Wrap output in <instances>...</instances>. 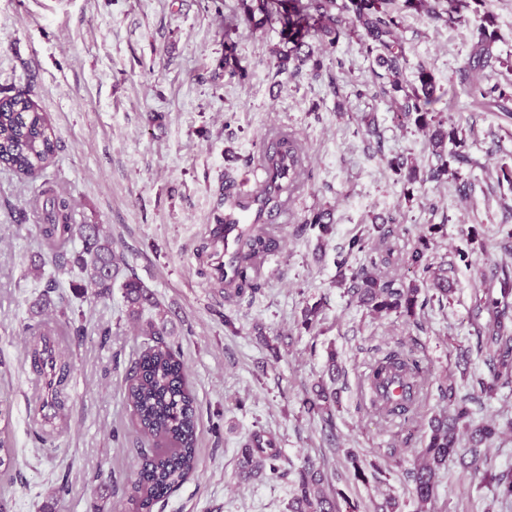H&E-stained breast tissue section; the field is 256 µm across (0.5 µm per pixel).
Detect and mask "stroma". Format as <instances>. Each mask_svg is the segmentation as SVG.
<instances>
[{
    "mask_svg": "<svg viewBox=\"0 0 512 512\" xmlns=\"http://www.w3.org/2000/svg\"><path fill=\"white\" fill-rule=\"evenodd\" d=\"M399 36L410 64H424L446 91L437 108L462 130L469 163H452L447 183L408 190L387 166L396 155L432 162L429 137L393 119L379 93L378 67L357 40L321 44L324 69L276 73L270 50L277 30L249 24L241 0H0V96L29 91L57 137L56 157L37 179L0 168V394L10 410L0 433L16 465L0 476L7 512H134L127 477L138 463L140 437L124 396L126 376L147 341L126 314L121 286L104 300L77 296L78 270L43 262L40 217L31 205L43 182L67 190L76 222L102 225L127 269L167 311L182 349L198 412L196 472L165 512H288L295 469L315 459L327 493H342L359 512H376L384 494L402 512H512V500L490 488L459 459L439 472L435 497L420 508L408 473L446 409L437 393L407 424L383 422L363 397L367 365L387 351L414 353L433 383L454 379L471 397L474 423H492L485 446L491 464L512 470V382L480 394L488 369L476 314L499 267L512 228V120L471 103L457 70L468 57L478 17L453 27L401 11ZM234 29L243 77L222 76L224 32ZM374 119L380 138L367 135ZM292 131L306 146L310 177L296 198L281 247L270 256L265 288L252 298L228 296L206 276L211 245L205 227L224 193L225 176L240 177L271 130ZM330 209L328 235L307 224ZM364 236L382 274L413 279L405 257L427 238L430 263L448 272L452 292L419 307L415 317H376L336 285L364 263L349 252ZM63 300L42 305L48 282ZM320 305L312 329L305 307ZM85 324L83 338L55 337L69 364L62 405L50 412L51 444L35 439L33 414L45 395L36 385L27 324ZM336 351L341 373L332 422L307 413L302 399L326 375ZM279 448L291 469L247 483L236 476L253 434ZM384 473L353 476L352 459ZM69 493L53 501L59 478Z\"/></svg>",
    "mask_w": 512,
    "mask_h": 512,
    "instance_id": "obj_1",
    "label": "stroma"
}]
</instances>
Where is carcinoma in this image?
<instances>
[{"instance_id": "cac0c4a2", "label": "carcinoma", "mask_w": 512, "mask_h": 512, "mask_svg": "<svg viewBox=\"0 0 512 512\" xmlns=\"http://www.w3.org/2000/svg\"><path fill=\"white\" fill-rule=\"evenodd\" d=\"M396 0H252L244 4L246 20L261 26L276 22L280 25L283 47L273 51L270 64L280 73L300 71L310 65V75L318 78L324 67L319 49L312 37L324 36L330 46L342 39L357 38L361 51L374 57L384 69L379 78L387 80L381 92L389 97L394 112L413 123L419 130L432 131L431 144L436 163L420 166L412 159L397 155L387 161L388 167L405 179L406 184L423 186L442 184L448 180L450 162L469 161L467 139L455 127H446L441 113L434 105L441 99L434 74L423 64L414 68L413 79L403 77L410 68L404 46L397 30L400 20L393 9ZM486 0H403V8L423 14L435 23L451 25L467 21L466 13L485 6ZM499 40L495 17L486 11L476 28L471 52L459 70V84L466 95L512 119V90L499 84H489L490 72L501 61L494 53ZM221 68L229 77L243 75L237 56V44L232 32H224V59ZM56 150V135L47 114L25 91L0 98V166L29 178H37L52 163ZM40 211L39 232L47 249V257L55 264L72 263L79 269L80 280L72 284L79 296L87 294L106 299L112 295V282L120 272V259L112 250V240L101 234L98 224H76L73 199L70 194L46 182L34 200ZM305 223L319 228L322 234L330 231L331 213L318 209ZM82 249L70 254L74 239ZM269 240L255 233L246 234L241 243L243 265L231 285L233 294L256 293L263 287L251 269L252 261L267 250ZM428 242L419 244L409 253L410 264L427 274L431 270L426 250ZM376 263H369L353 272L352 297L370 307L375 313H396L412 317L418 307L420 286L386 280L375 272ZM127 316L139 320L145 308H158L152 292L137 277H127L121 285ZM488 312L490 319L484 327L481 345L486 349L490 378H479L481 393H497L499 382L512 380V271L500 268L485 297L479 300L476 314ZM32 332L34 358L54 356L42 345L46 333L40 326H29ZM146 335L151 343L140 352L127 377L126 401L132 409L139 430L147 438L138 450L139 464L130 475L136 512H163L169 498L193 474L197 466V413L195 397L187 382L181 346L168 340L170 333L162 313L147 323ZM374 415L384 420L391 416L417 411L432 385L429 371L416 357L388 354L375 360L365 375ZM400 387L402 396L391 402L381 394L389 387ZM442 400L453 408L450 415L431 420L429 438L419 451L412 471V494L422 506L433 498L437 477L448 458L459 454L460 429L470 431L472 447L468 466L480 474L481 481L495 487L496 494L512 498V470L498 471L482 453L481 446L497 436L492 424L471 423L467 399L458 394L453 381L437 386ZM334 396L324 385L312 389L303 399L309 413L332 417ZM280 454L272 447L264 448L256 441L242 450L238 477L243 481L259 477L280 476ZM15 466V449L0 438V473ZM298 483L288 504L289 512H340L336 498L323 490L325 476L310 458L298 467Z\"/></svg>"}]
</instances>
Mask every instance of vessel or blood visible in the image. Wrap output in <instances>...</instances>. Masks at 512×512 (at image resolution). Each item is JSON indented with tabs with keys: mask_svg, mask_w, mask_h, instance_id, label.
Instances as JSON below:
<instances>
[{
	"mask_svg": "<svg viewBox=\"0 0 512 512\" xmlns=\"http://www.w3.org/2000/svg\"><path fill=\"white\" fill-rule=\"evenodd\" d=\"M293 157L279 136H270L263 154L248 178L234 192L225 194L222 203L224 221L207 225V236L218 248L213 275L232 281L238 267V242L246 232L256 229L279 240V230L288 221V205L278 196L287 186L293 171Z\"/></svg>",
	"mask_w": 512,
	"mask_h": 512,
	"instance_id": "1",
	"label": "vessel or blood"
}]
</instances>
